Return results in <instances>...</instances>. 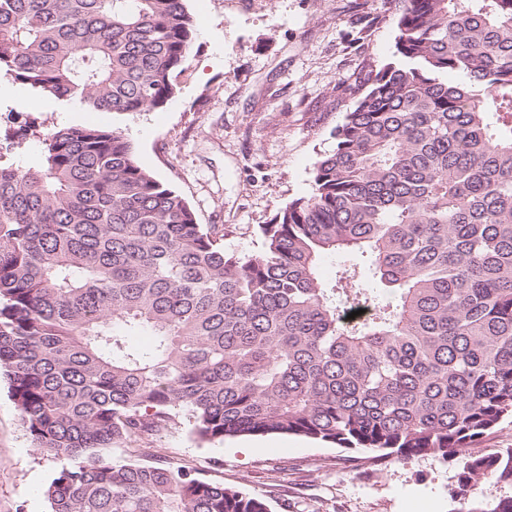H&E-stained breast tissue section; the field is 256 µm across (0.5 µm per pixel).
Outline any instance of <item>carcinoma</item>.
<instances>
[{
    "mask_svg": "<svg viewBox=\"0 0 512 512\" xmlns=\"http://www.w3.org/2000/svg\"><path fill=\"white\" fill-rule=\"evenodd\" d=\"M193 36L185 0H0V77L88 112L150 111ZM333 137L310 195L248 256L113 127L54 126L36 166L0 158V370L59 461L50 512H269L99 453L183 410L201 443L458 455L457 512H512V495L475 497L512 487V448L465 453L512 417V0H403L392 58Z\"/></svg>",
    "mask_w": 512,
    "mask_h": 512,
    "instance_id": "obj_1",
    "label": "carcinoma"
}]
</instances>
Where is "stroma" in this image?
Masks as SVG:
<instances>
[{
	"label": "stroma",
	"instance_id": "35a3bbf8",
	"mask_svg": "<svg viewBox=\"0 0 512 512\" xmlns=\"http://www.w3.org/2000/svg\"><path fill=\"white\" fill-rule=\"evenodd\" d=\"M193 45L163 107L99 116L23 85L0 82V114L20 111L34 134L15 150L37 165L38 132L56 124L118 127L140 166L179 192L198 224L224 228V248L252 255L260 227L311 191L315 163L372 69L395 51L401 0H186ZM107 458L183 467L270 512H457V459L426 456L372 468L351 451L290 436L202 443L186 419ZM58 467L26 434L0 378V512H50Z\"/></svg>",
	"mask_w": 512,
	"mask_h": 512
}]
</instances>
